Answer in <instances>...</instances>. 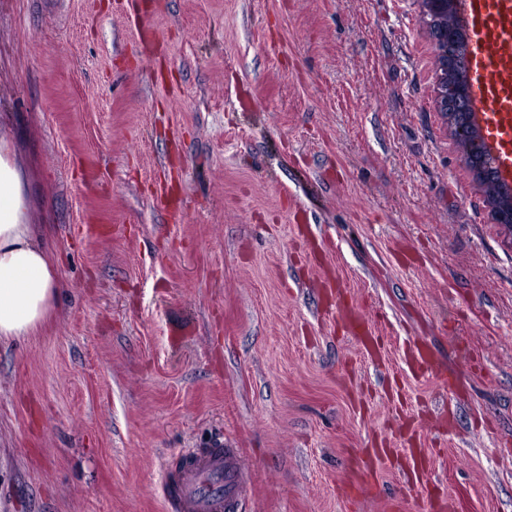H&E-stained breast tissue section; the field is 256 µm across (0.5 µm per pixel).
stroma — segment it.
Returning a JSON list of instances; mask_svg holds the SVG:
<instances>
[{"mask_svg":"<svg viewBox=\"0 0 512 512\" xmlns=\"http://www.w3.org/2000/svg\"><path fill=\"white\" fill-rule=\"evenodd\" d=\"M421 10L0 0V114L62 284L0 342V512H167L165 464L219 440L238 512H424L387 464L350 493L406 421L455 512H512V241L435 110ZM337 320L348 326L356 343L367 355L381 352L379 336H376L370 323L354 305L346 304L337 311ZM411 364L417 370L430 374L447 384L448 376L434 353L422 344H414L411 350Z\"/></svg>","mask_w":512,"mask_h":512,"instance_id":"1","label":"stroma"}]
</instances>
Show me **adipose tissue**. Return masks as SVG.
I'll use <instances>...</instances> for the list:
<instances>
[{
    "mask_svg": "<svg viewBox=\"0 0 512 512\" xmlns=\"http://www.w3.org/2000/svg\"><path fill=\"white\" fill-rule=\"evenodd\" d=\"M16 135L0 127V339L32 335L60 294L42 229L33 224L36 199L25 164L9 144Z\"/></svg>",
    "mask_w": 512,
    "mask_h": 512,
    "instance_id": "ef3b65f1",
    "label": "adipose tissue"
}]
</instances>
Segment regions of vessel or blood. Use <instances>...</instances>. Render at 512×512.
Instances as JSON below:
<instances>
[{
	"mask_svg": "<svg viewBox=\"0 0 512 512\" xmlns=\"http://www.w3.org/2000/svg\"><path fill=\"white\" fill-rule=\"evenodd\" d=\"M457 20L469 35L467 78L475 89L473 121L487 151L494 155L497 184L512 190V0H458ZM337 319L366 354L381 350L378 336L356 306L347 304ZM411 364L417 370L446 380L434 353L414 345ZM243 491L232 448L191 451L182 467L165 469L162 493L168 512H234Z\"/></svg>",
	"mask_w": 512,
	"mask_h": 512,
	"instance_id": "b4317fda",
	"label": "vessel or blood"
}]
</instances>
